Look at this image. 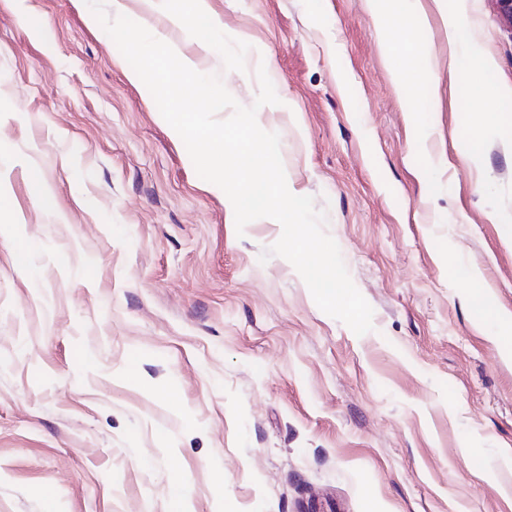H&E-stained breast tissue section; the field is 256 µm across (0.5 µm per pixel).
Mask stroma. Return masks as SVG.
I'll list each match as a JSON object with an SVG mask.
<instances>
[{
	"label": "stroma",
	"mask_w": 512,
	"mask_h": 512,
	"mask_svg": "<svg viewBox=\"0 0 512 512\" xmlns=\"http://www.w3.org/2000/svg\"><path fill=\"white\" fill-rule=\"evenodd\" d=\"M127 4L241 105L265 68L257 122L373 329L260 261L280 224L237 233L85 0H0V512H169L175 482L193 512H512V356L464 276L512 313V111L465 95L434 0L394 58L366 0H206V50ZM464 8L512 91V28ZM400 86L403 89L406 99H414L417 91L422 92L421 87L428 88L427 85L434 82V73L428 63H423L414 72L409 81L398 77Z\"/></svg>",
	"instance_id": "1"
}]
</instances>
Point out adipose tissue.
<instances>
[{
    "mask_svg": "<svg viewBox=\"0 0 512 512\" xmlns=\"http://www.w3.org/2000/svg\"><path fill=\"white\" fill-rule=\"evenodd\" d=\"M396 3L397 0H368L371 13L382 29L396 33L395 38L385 44L386 52L390 55L409 49L407 34L420 29L424 24L416 0H411L404 10L397 8ZM436 4L448 26V42L455 49L451 65L459 75L465 92L480 94L491 112H498L505 98L495 84L492 66L484 57L467 52L469 32L459 11L449 9L447 0H436Z\"/></svg>",
    "mask_w": 512,
    "mask_h": 512,
    "instance_id": "1",
    "label": "adipose tissue"
}]
</instances>
